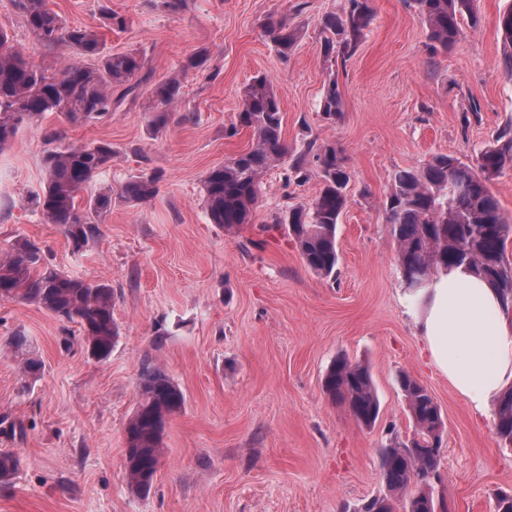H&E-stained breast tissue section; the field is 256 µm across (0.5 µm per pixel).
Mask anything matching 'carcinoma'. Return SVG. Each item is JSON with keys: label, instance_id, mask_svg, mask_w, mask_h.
Masks as SVG:
<instances>
[{"label": "carcinoma", "instance_id": "carcinoma-1", "mask_svg": "<svg viewBox=\"0 0 512 512\" xmlns=\"http://www.w3.org/2000/svg\"><path fill=\"white\" fill-rule=\"evenodd\" d=\"M413 3L434 54L455 47L464 37V26L474 29L479 25L473 0ZM15 4L39 42L64 44L97 62L93 66L68 64L50 74L11 45L7 32L0 28V151L11 145L23 124L36 123L48 112H60L72 121L93 122L112 111L115 93L124 98L149 80L139 53L105 51L95 30L67 26L46 7L45 0H15ZM372 19L368 0H350L348 11L326 16L322 20L324 57L334 62L350 56ZM498 28L503 65L512 73V9L500 15ZM264 33L284 57L297 42L296 30L282 19L268 22ZM202 64V57H191L152 85L145 105L152 132L168 127L184 76ZM321 109L330 120L341 112L334 78L324 86ZM238 121L240 127L251 130L252 146L210 170L203 180L210 222L230 233L250 222L265 173L288 155L280 100L267 77L257 76L244 88ZM112 155V144L100 142L57 148L43 158V187L31 204L45 223L59 227L76 251L100 235L98 217L111 208L112 191L91 196L82 211L76 207L77 195L111 166ZM311 160L320 170L322 188L311 204L291 209L284 223L307 267L322 278L334 279L339 265L337 225L348 202L350 175L341 151L328 144L308 148L291 169L300 174ZM508 165L512 166V138H499L480 153L474 166L441 155L392 174L383 207L407 291L420 292L441 269L465 266L512 307V261L505 253L512 219L488 188ZM159 179L155 172L133 176L122 186L121 194L133 203L147 202L157 195ZM0 298L36 306L79 325L87 355L99 362L108 359L118 343L120 328L113 318L112 287L59 271L47 261L39 243L28 237H18L0 251ZM10 346L20 358L23 376L37 378L42 362L29 340L17 334ZM398 386L413 433L404 439L395 437L382 447L380 471L385 491L366 500L357 512H436L432 478L439 472V456L430 449L442 447L444 417L416 378L402 372ZM322 387L358 425L370 428L375 424L380 401L367 363L344 354L337 356L323 376ZM139 390L140 401L125 426L124 469L131 493L147 496L162 458L168 419L182 409L185 399L167 373L152 362L142 364ZM493 416L499 441L512 447V389L494 401ZM20 464L15 453L0 451L1 486L12 481Z\"/></svg>", "mask_w": 512, "mask_h": 512}]
</instances>
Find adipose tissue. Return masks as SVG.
Returning <instances> with one entry per match:
<instances>
[{
  "instance_id": "adipose-tissue-1",
  "label": "adipose tissue",
  "mask_w": 512,
  "mask_h": 512,
  "mask_svg": "<svg viewBox=\"0 0 512 512\" xmlns=\"http://www.w3.org/2000/svg\"><path fill=\"white\" fill-rule=\"evenodd\" d=\"M417 319L432 364L476 411L512 388V310L462 266L424 288Z\"/></svg>"
}]
</instances>
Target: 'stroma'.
<instances>
[{
  "mask_svg": "<svg viewBox=\"0 0 512 512\" xmlns=\"http://www.w3.org/2000/svg\"><path fill=\"white\" fill-rule=\"evenodd\" d=\"M369 4L363 41L331 65L320 21L349 0H188L177 12L158 0H47L67 25L96 30L107 51L141 54L153 80L191 56L204 64L186 76L161 133L149 129L144 85L96 122L47 113L0 153V249L26 236L62 271L108 282L121 332L111 357L98 362L85 354L78 325L0 299V451L21 460L0 488V512H354L383 490V444L413 432L396 383L402 372L428 388L445 416L435 499L448 512H493L496 493L512 490V448L497 438L492 411L475 412L429 363L383 211L395 170L437 155L471 165L512 134V73L498 30L512 0H474L478 28L442 55L430 53L412 0ZM107 8L125 17V28L106 23ZM270 17L300 31L288 56L263 35ZM1 27L48 71L75 59L66 46L38 42L14 0H0ZM258 75L280 100L289 159L265 174L251 222L228 234L209 223L202 183L250 148V130L236 122L242 90ZM332 77L342 102L333 121L321 110ZM98 141L111 143L112 165L77 204L108 189L116 196L100 236L76 252L28 199L41 190L44 153ZM326 143L341 150L350 173L331 280L305 265L279 222L310 204L321 184L314 164L291 175L290 158ZM151 171L162 176L154 199L118 198L125 181ZM18 332L44 363L38 381L21 377L8 345ZM340 354L371 368L380 400L374 427L359 426L322 389ZM147 361L179 385L185 404L167 424L150 494L138 497L126 485L125 426ZM14 423L22 433L11 431Z\"/></svg>",
  "mask_w": 512,
  "mask_h": 512,
  "instance_id": "stroma-1",
  "label": "stroma"
}]
</instances>
